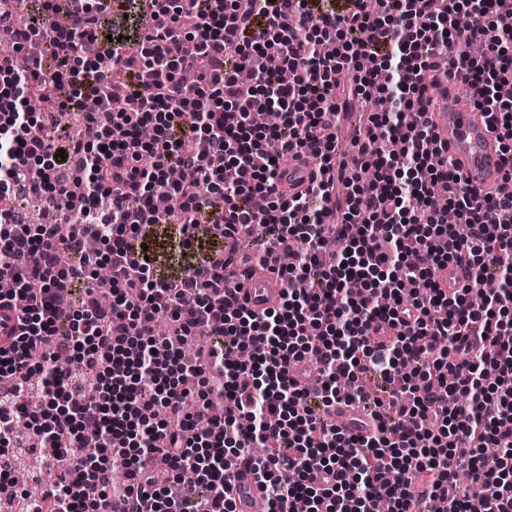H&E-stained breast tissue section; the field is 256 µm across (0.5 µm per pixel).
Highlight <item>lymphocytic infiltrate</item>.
Here are the masks:
<instances>
[{"label":"lymphocytic infiltrate","instance_id":"f902f5d3","mask_svg":"<svg viewBox=\"0 0 512 512\" xmlns=\"http://www.w3.org/2000/svg\"><path fill=\"white\" fill-rule=\"evenodd\" d=\"M0 6V44L36 47L11 71L0 111V194L33 198L50 221L25 224L0 212V265L17 290L0 295L15 323L0 345V451L25 421L55 463L31 512H99L109 499L126 512H235L227 495L245 465L264 483L269 512H512V15L497 0H345L336 21L318 0H69L18 22ZM144 21L138 52L102 34L108 16ZM484 44L482 56L470 53ZM206 66L195 85L180 72L188 52ZM446 58L502 142L505 185L481 198L449 161L426 113ZM125 106L113 110L112 78ZM65 85L75 126L29 110L45 80ZM100 109L88 112L86 100ZM370 115L349 174L335 173L336 115L352 100ZM281 112L267 130L254 110ZM153 129L151 139L139 129ZM282 156L306 155L317 173L301 192L277 190ZM342 194L331 198L333 185ZM439 185L455 217L431 209ZM177 198L171 227L185 250L212 226L213 240L247 225L258 261L304 247L280 304L256 314L215 298L225 255L203 254L190 274L154 276L143 245L154 202ZM355 233L322 256L334 228L328 202ZM100 236L96 260L85 238ZM74 259L60 266V251ZM112 268L113 304L80 296L93 263ZM459 266L445 292L431 267ZM175 324L155 333L159 318ZM379 319L399 323L388 346L372 345ZM313 361L309 388L293 367ZM221 379L223 417L208 419V370ZM352 384L351 394L337 387ZM79 418L94 417L100 454L80 452L82 428L39 419L59 395ZM350 396L379 425L345 434L314 408ZM166 459L181 490L209 486L178 508L157 487L152 462ZM477 489L460 490L459 471Z\"/></svg>","mask_w":512,"mask_h":512}]
</instances>
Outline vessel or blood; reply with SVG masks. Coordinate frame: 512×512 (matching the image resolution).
Segmentation results:
<instances>
[{"label":"vessel or blood","instance_id":"obj_1","mask_svg":"<svg viewBox=\"0 0 512 512\" xmlns=\"http://www.w3.org/2000/svg\"><path fill=\"white\" fill-rule=\"evenodd\" d=\"M429 117L440 138L447 140L448 152L464 177L483 193L497 194L503 177L500 143L482 114L468 103H457L440 95L433 98ZM310 176L311 170L305 163L293 160L287 169L281 170L278 185L292 192L303 188ZM235 283L238 304L255 312L274 307L287 287L270 268L249 265L239 267ZM328 412L338 428L361 435L373 432L368 418L360 413L355 402L338 401ZM231 497L236 512H268L262 484L246 468H238Z\"/></svg>","mask_w":512,"mask_h":512}]
</instances>
